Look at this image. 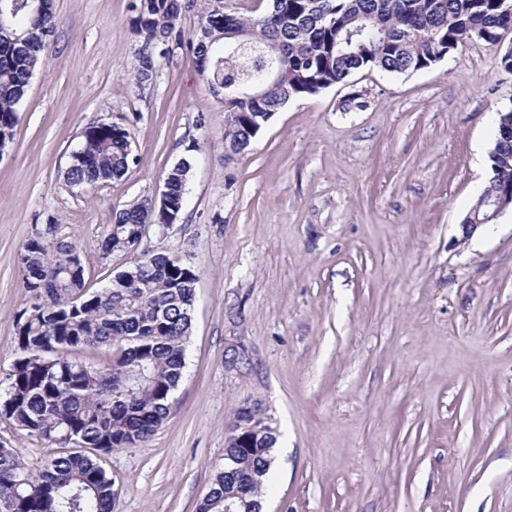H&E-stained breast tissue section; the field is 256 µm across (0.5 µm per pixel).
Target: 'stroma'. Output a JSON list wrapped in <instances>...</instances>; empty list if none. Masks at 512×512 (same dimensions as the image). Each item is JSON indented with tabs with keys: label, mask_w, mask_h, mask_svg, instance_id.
I'll return each instance as SVG.
<instances>
[{
	"label": "stroma",
	"mask_w": 512,
	"mask_h": 512,
	"mask_svg": "<svg viewBox=\"0 0 512 512\" xmlns=\"http://www.w3.org/2000/svg\"><path fill=\"white\" fill-rule=\"evenodd\" d=\"M132 0H53L41 51L0 152V374L29 300L17 255L34 228L77 243L88 285L116 210L162 190L183 157L188 203L141 246L197 275L186 369L170 412L104 461L114 512H196L234 412L256 404L278 440L266 512H512V216L462 240L490 176L496 113L512 109L497 49L459 46L413 73L358 71L290 99L248 151L227 149L223 96L186 45L133 79ZM123 124L120 179L69 186L91 122ZM250 362L224 367L227 349ZM0 444L39 468L55 445L0 421Z\"/></svg>",
	"instance_id": "35a3bbf8"
}]
</instances>
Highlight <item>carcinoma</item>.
Masks as SVG:
<instances>
[{
    "label": "carcinoma",
    "mask_w": 512,
    "mask_h": 512,
    "mask_svg": "<svg viewBox=\"0 0 512 512\" xmlns=\"http://www.w3.org/2000/svg\"><path fill=\"white\" fill-rule=\"evenodd\" d=\"M15 0L13 27L0 31V139L14 135L18 105L41 64L22 43L25 30L54 31V16ZM208 4L203 33L187 41L208 85L238 90L224 97V141L248 149L283 103L341 83L363 69L405 74L431 67L466 42L496 46L512 30V0H272L246 18ZM132 28L142 38L134 79L149 84L156 49L182 43L180 0H137ZM275 83L261 98L247 86L266 71ZM132 161L127 129L90 123L65 171L73 187L121 178ZM191 170L188 159L165 175L177 206ZM487 192L512 190V137L499 133ZM159 232L166 215L150 198L116 211L100 258L130 256L108 284L87 288L86 265L75 243L35 232L19 264L29 304L15 314L17 357L0 379V419L29 436L59 445L33 472L11 448L0 447V512H113L112 478L102 457L146 442L167 418L186 365L197 274L162 251L138 250L147 225ZM276 436L226 449L230 469L212 478L196 512H258L272 467Z\"/></svg>",
    "instance_id": "obj_1"
}]
</instances>
